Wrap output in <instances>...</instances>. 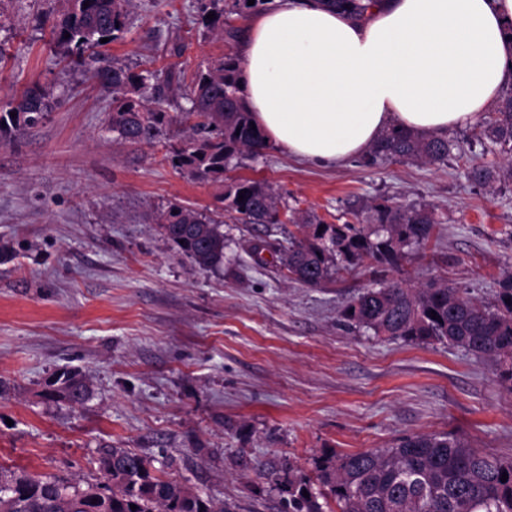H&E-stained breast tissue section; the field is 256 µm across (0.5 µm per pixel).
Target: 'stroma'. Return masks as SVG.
<instances>
[{"label":"stroma","instance_id":"35a3bbf8","mask_svg":"<svg viewBox=\"0 0 512 512\" xmlns=\"http://www.w3.org/2000/svg\"><path fill=\"white\" fill-rule=\"evenodd\" d=\"M197 0H136L113 58L134 71L199 64L238 43L207 33ZM58 0H0V99L35 84L59 103L38 127L0 145V466L35 476L99 478L98 451L153 458L237 512H278L260 466L387 448L451 433L512 459V389L490 362L448 345L346 329L345 302L365 269L318 287L254 265L253 226L225 217L233 244L201 270L146 219L177 201L218 209L217 185L182 177L163 147L120 144L112 98L49 44ZM467 128L449 130L447 162L354 159L326 166L269 147L228 170L283 187L327 222L351 204L393 197L435 209L425 254L406 251L396 277L432 278L493 303L512 269V180L487 191L474 162L501 163ZM63 371L90 385L80 406L52 394Z\"/></svg>","mask_w":512,"mask_h":512}]
</instances>
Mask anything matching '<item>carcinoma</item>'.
<instances>
[{
  "label": "carcinoma",
  "instance_id": "obj_1",
  "mask_svg": "<svg viewBox=\"0 0 512 512\" xmlns=\"http://www.w3.org/2000/svg\"><path fill=\"white\" fill-rule=\"evenodd\" d=\"M61 2V17L51 25L54 49L61 60L83 68L112 95L107 126L119 140L153 146L162 142L167 128L179 125L182 138L169 145L167 159L184 177L224 188L225 213L262 226L281 223V214L287 213L298 233H288L287 244L277 248L261 235L250 239L246 251L255 262H264L261 253L268 250L285 278L311 287L367 267L372 285L346 302L341 312L345 326L486 357L497 378L512 389V272L492 305L435 280L412 285L388 277V272L405 251L426 248L436 224L432 209L379 198L351 209L353 221L328 224L312 211L289 206L288 192L264 181H224L232 162L257 157L269 147L261 129L251 128L252 113L240 95L238 60L223 56L200 65L188 83L184 72L172 69L137 73L99 51L100 39L112 43L128 31L133 0ZM323 2L361 17L374 0ZM270 3L199 0V21L206 30L233 39L241 30L230 26L231 17L246 19ZM211 12L215 18L210 20ZM179 98L187 106L172 115L170 108ZM55 102L54 87L42 85L1 100L0 140L42 124ZM480 128L511 159L497 168L474 163L468 178L486 188L512 180V91L487 113ZM450 149L446 136L393 127L372 146L364 163H439L448 159ZM151 221L199 269L224 265V220L169 202L152 211ZM55 385V392L72 405L88 398L89 387L78 373L59 375ZM98 467L102 479L85 485L0 467V512H233L228 503L156 474L152 460L123 448L101 449ZM312 467V476L291 462L270 467L267 477L278 493L279 512H512V459L485 454L449 433L413 434L389 448L326 454L313 459Z\"/></svg>",
  "mask_w": 512,
  "mask_h": 512
}]
</instances>
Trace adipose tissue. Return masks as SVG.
Listing matches in <instances>:
<instances>
[{
	"mask_svg": "<svg viewBox=\"0 0 512 512\" xmlns=\"http://www.w3.org/2000/svg\"><path fill=\"white\" fill-rule=\"evenodd\" d=\"M239 58L267 141L336 165L393 126L479 124L512 87V0H376L360 19L284 0L251 18Z\"/></svg>",
	"mask_w": 512,
	"mask_h": 512,
	"instance_id": "adipose-tissue-1",
	"label": "adipose tissue"
}]
</instances>
